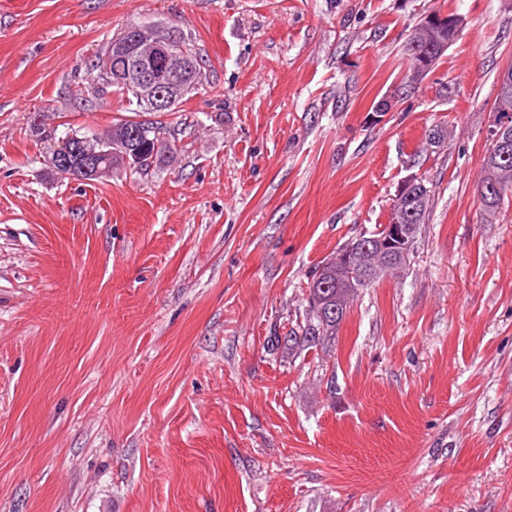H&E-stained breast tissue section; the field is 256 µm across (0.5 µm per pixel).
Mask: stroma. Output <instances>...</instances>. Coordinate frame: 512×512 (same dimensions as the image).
Masks as SVG:
<instances>
[{"label":"stroma","mask_w":512,"mask_h":512,"mask_svg":"<svg viewBox=\"0 0 512 512\" xmlns=\"http://www.w3.org/2000/svg\"><path fill=\"white\" fill-rule=\"evenodd\" d=\"M437 12L462 28L396 97ZM150 22L210 59L161 116L186 152L55 175L49 139L121 117L74 97L89 61ZM511 63L512 0H0V512H512V202L477 203ZM414 174L407 266L290 348Z\"/></svg>","instance_id":"stroma-1"}]
</instances>
